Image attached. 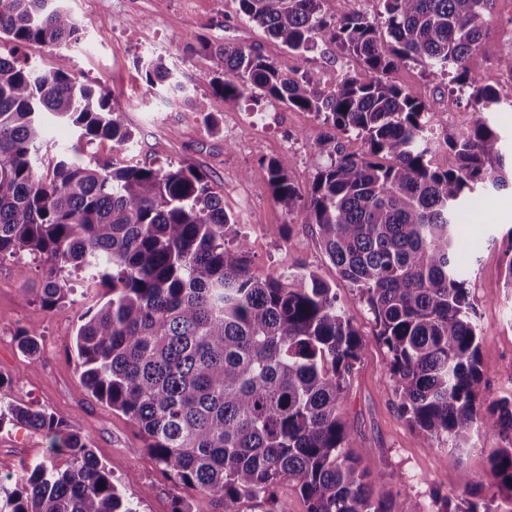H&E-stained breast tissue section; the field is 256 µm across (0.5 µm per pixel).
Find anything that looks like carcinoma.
Masks as SVG:
<instances>
[{
    "mask_svg": "<svg viewBox=\"0 0 512 512\" xmlns=\"http://www.w3.org/2000/svg\"><path fill=\"white\" fill-rule=\"evenodd\" d=\"M325 0H238L239 11L299 57L317 41L352 65L319 88L288 76L260 50L199 43L209 83L226 101L261 95L323 117L312 145L327 158L307 193L289 158L268 163L275 201L316 229L337 276L354 288L387 348L399 410L423 443L463 449L475 421L512 432V400L484 404L478 315L455 257L457 215L480 190L512 187L489 115L503 104L468 61L494 0H380L377 23L324 9ZM63 0H0V262L28 254L50 264L40 299H70L82 271L108 299L79 317L74 347L90 393L140 430L162 474L213 496L220 512L243 498L278 512L275 490L294 484L307 512H394L374 497L379 474L362 464L340 409L364 343L336 292L314 272L250 273L246 242L225 246L234 219L224 197L190 166L83 162L97 140L123 148L134 133L110 94L78 82L69 59L44 71L21 54L78 40ZM409 62L448 76L477 118L445 134L431 164L433 103L391 81ZM147 87L177 83L159 58ZM75 128L64 151L48 119ZM362 138L361 154L338 134ZM47 174H39L43 165ZM18 348L35 357L38 333ZM42 431L65 468L45 462L0 480V512H137L75 421L0 404V429ZM493 486L512 499V446L490 454Z\"/></svg>",
    "mask_w": 512,
    "mask_h": 512,
    "instance_id": "1",
    "label": "carcinoma"
}]
</instances>
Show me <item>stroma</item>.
Returning <instances> with one entry per match:
<instances>
[{"mask_svg": "<svg viewBox=\"0 0 512 512\" xmlns=\"http://www.w3.org/2000/svg\"><path fill=\"white\" fill-rule=\"evenodd\" d=\"M81 29L82 40L67 50L71 69L82 83L110 92L115 107L135 132L134 144L113 148L103 140L88 146V161L114 160L154 165H190L204 173L224 196V208L235 223L228 238L245 236L247 259L260 277L314 271L335 288L345 314L359 330L365 348L356 364L342 407L343 419L358 450L379 473L376 494L389 497L396 512H437L443 503L463 505L469 496L461 473L482 486L483 497H494L498 512H512V500L494 493L490 452L512 443L511 434L487 435L472 429L462 453L426 448L397 407L389 373V355L375 336L371 313L355 289L336 275V268L308 225L290 220L272 196L270 160L290 157V179L308 191L321 158L311 145L323 132L316 113L265 98L227 102L214 95L205 73L207 58L200 40L253 46L286 72L298 71L324 86L343 69L334 46L318 43L304 57L288 53L238 11L236 0H67ZM512 50V0H496L492 22L469 67L479 84L512 98V84L496 66ZM162 58L183 86L176 92L160 86L148 89L139 61ZM391 79L419 98L436 102L443 119L439 133L467 131L475 114L467 96L449 92L447 84L428 77L425 69L408 63ZM206 100L219 120L209 131L201 116L185 104L184 95ZM287 111L286 120L260 132L249 131L241 116L249 112ZM512 252V190L475 193L461 215L457 257L466 271L479 313V354L484 377L480 394L488 399L512 395V288L503 269ZM44 262L23 256L0 262V401L44 408L65 420L79 422L97 457L113 481L139 512H172L176 499L193 512H216L205 491L166 480L156 460L143 448L138 428L121 412L94 398L80 378L72 340L79 317L97 309L104 291L74 278L72 301L45 308L37 291L45 278ZM39 334L40 353L23 355L17 335ZM44 433L24 427L0 429V476L16 477L23 466L46 460Z\"/></svg>", "mask_w": 512, "mask_h": 512, "instance_id": "stroma-1", "label": "stroma"}]
</instances>
